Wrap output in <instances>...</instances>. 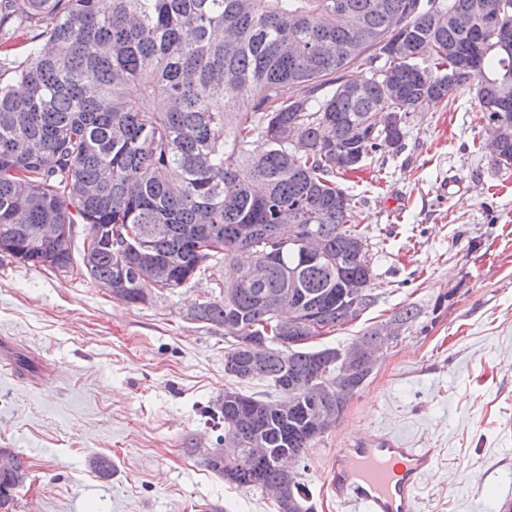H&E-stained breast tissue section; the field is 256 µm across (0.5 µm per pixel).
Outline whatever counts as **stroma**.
Wrapping results in <instances>:
<instances>
[{"label": "stroma", "mask_w": 512, "mask_h": 512, "mask_svg": "<svg viewBox=\"0 0 512 512\" xmlns=\"http://www.w3.org/2000/svg\"><path fill=\"white\" fill-rule=\"evenodd\" d=\"M476 87L407 119L402 149L373 153L343 187L368 239L378 299L318 338L345 345L402 307V328L331 429L292 462L316 512H345L325 490L340 448L387 436L433 449L419 512H501L512 503V170L495 168ZM201 279L145 305L86 276L0 258V342L32 369L0 373V448L24 455L15 512H278L202 464L226 389L267 383L224 373L232 337L189 321ZM111 459L110 478L89 465Z\"/></svg>", "instance_id": "35a3bbf8"}]
</instances>
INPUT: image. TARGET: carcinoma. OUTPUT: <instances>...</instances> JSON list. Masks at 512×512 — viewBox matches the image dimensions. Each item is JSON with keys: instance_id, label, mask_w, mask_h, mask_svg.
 Listing matches in <instances>:
<instances>
[{"instance_id": "cac0c4a2", "label": "carcinoma", "mask_w": 512, "mask_h": 512, "mask_svg": "<svg viewBox=\"0 0 512 512\" xmlns=\"http://www.w3.org/2000/svg\"><path fill=\"white\" fill-rule=\"evenodd\" d=\"M374 2L0 0V242L12 237L18 264L69 273L72 239L37 245L39 225L84 224L94 238L110 224L91 281L131 305L235 266L186 318L234 338L225 374L279 397L225 390L213 413L224 436L202 463L238 488L282 489L279 512H298L295 500L314 512L283 462L314 446L320 416L336 423L374 370L362 363L338 385L336 348L311 346L377 301L367 239L349 220L356 201L336 178L383 145L401 149L410 113L473 80L485 129L512 125V56L480 8L512 27V0ZM285 85L298 93L283 97ZM492 161L512 169V139ZM281 224L295 240L268 255ZM213 233L222 250L196 252ZM132 234L149 255L125 247ZM418 315L408 305L389 323ZM28 477L13 453L0 508L13 512Z\"/></svg>"}]
</instances>
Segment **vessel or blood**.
Wrapping results in <instances>:
<instances>
[{
    "instance_id": "vessel-or-blood-1",
    "label": "vessel or blood",
    "mask_w": 512,
    "mask_h": 512,
    "mask_svg": "<svg viewBox=\"0 0 512 512\" xmlns=\"http://www.w3.org/2000/svg\"><path fill=\"white\" fill-rule=\"evenodd\" d=\"M436 462L432 450L380 438L339 449L327 487L338 506L354 512H417L416 492Z\"/></svg>"
}]
</instances>
